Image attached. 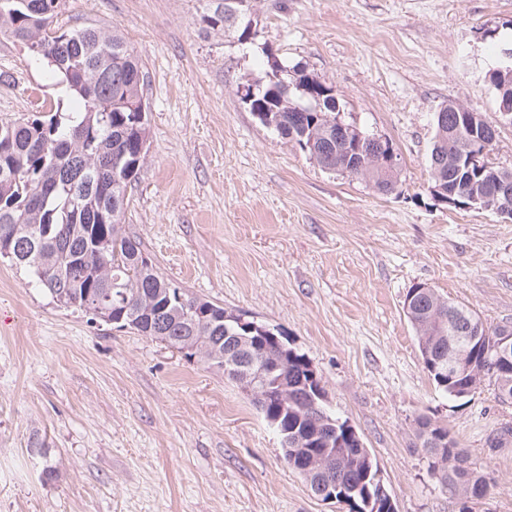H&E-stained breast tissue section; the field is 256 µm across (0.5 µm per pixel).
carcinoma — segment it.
<instances>
[{
	"label": "carcinoma",
	"mask_w": 512,
	"mask_h": 512,
	"mask_svg": "<svg viewBox=\"0 0 512 512\" xmlns=\"http://www.w3.org/2000/svg\"><path fill=\"white\" fill-rule=\"evenodd\" d=\"M61 0H0V34L28 45L45 47V54L34 56L66 86L81 105L79 112H66L56 104L47 114L35 119L0 123V238L22 240L36 232L39 243L31 255L16 266L27 269L35 282L60 304L85 311L87 298L98 303L100 318L115 325H125L144 335L148 314L164 320L169 346L189 351L185 336L210 338L227 347L241 332L236 322L223 321L224 307L192 298L161 277L154 266L142 260V251L121 232L127 189L139 169L126 171L148 138V127L135 125L132 107L144 99L146 73L142 61L124 39L96 28L65 29L59 23ZM334 89L319 85L323 101L320 112L300 116L288 110V104L310 103L288 77V67L273 62L268 65L265 82L256 89L249 110H269L263 122L297 145L318 140L326 134L327 120H336ZM108 105L107 112L91 111L92 102ZM465 129L450 135L448 163L440 178H432L433 194L457 199L472 193L494 178L501 167L494 164L479 168L467 165L461 138L470 139ZM355 156L344 145L329 148L318 160L326 168L344 172L352 167ZM398 170L376 165L360 172L373 186L388 192L397 183ZM71 243L64 253L57 238ZM418 305L411 308L408 320L420 336L437 340L419 345L425 368L436 387L456 398L469 396L473 378L450 365L464 343L448 340L451 327L470 322L473 313L442 298L434 289L419 286ZM469 355L483 367L484 376L493 383L512 380V367L504 369L484 347L471 346ZM309 359L294 351L288 366L277 377L290 383L309 381ZM279 403L272 399L259 407L267 423L280 438L297 429L303 433L316 421L333 415L322 404L308 411L299 421L278 414ZM434 440L442 448H426L431 473L445 485L466 482L475 473L467 465L461 448L453 443L448 428L432 425ZM347 431L339 430L336 446L341 458L336 468V495L352 497L361 504L369 496L377 497L384 484L377 462L367 448H355L346 442Z\"/></svg>",
	"instance_id": "1"
}]
</instances>
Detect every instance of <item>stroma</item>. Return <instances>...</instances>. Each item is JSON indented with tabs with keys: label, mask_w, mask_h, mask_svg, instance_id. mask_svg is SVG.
<instances>
[{
	"label": "stroma",
	"mask_w": 512,
	"mask_h": 512,
	"mask_svg": "<svg viewBox=\"0 0 512 512\" xmlns=\"http://www.w3.org/2000/svg\"><path fill=\"white\" fill-rule=\"evenodd\" d=\"M250 40L214 22L224 0H62L65 28L117 31L143 59L147 156L125 236L189 296L280 328L328 407L376 459L398 512H512V403L456 399L428 373L403 312L434 288L487 326L512 325V220L431 194L434 116L455 102L512 121L488 71L512 48V0H253ZM335 89L342 123L390 140L388 193L321 168L263 126L240 90L267 55ZM63 85L0 35V123L33 118ZM447 427L485 496L442 487L420 421ZM53 477H46V470ZM0 512H344L288 467L254 399L222 370L60 307L0 258Z\"/></svg>",
	"instance_id": "obj_1"
}]
</instances>
